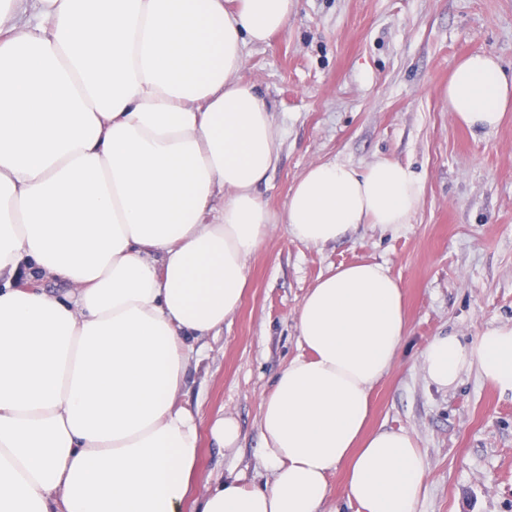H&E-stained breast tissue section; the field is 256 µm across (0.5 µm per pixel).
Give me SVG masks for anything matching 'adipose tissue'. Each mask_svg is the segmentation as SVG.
Returning <instances> with one entry per match:
<instances>
[{
	"label": "adipose tissue",
	"mask_w": 512,
	"mask_h": 512,
	"mask_svg": "<svg viewBox=\"0 0 512 512\" xmlns=\"http://www.w3.org/2000/svg\"><path fill=\"white\" fill-rule=\"evenodd\" d=\"M295 2L0 0V512H180L200 443L183 376L273 225L318 247L362 224L400 230L420 206L421 179L391 159L312 164L281 215L258 198L280 134L239 76L243 48ZM511 106L492 54L448 82L469 128ZM22 271L70 291L16 288ZM297 330L304 353L261 403L269 480H220L198 512H322L339 471L357 512H415L417 442L366 430L407 337L399 283L378 263L338 267ZM420 368L441 389L474 370L512 390V325L435 337Z\"/></svg>",
	"instance_id": "obj_1"
}]
</instances>
